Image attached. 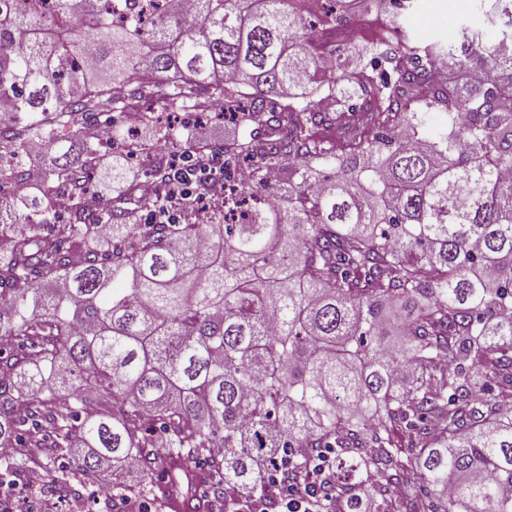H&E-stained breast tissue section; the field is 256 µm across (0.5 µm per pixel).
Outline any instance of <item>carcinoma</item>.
Listing matches in <instances>:
<instances>
[{
  "mask_svg": "<svg viewBox=\"0 0 512 512\" xmlns=\"http://www.w3.org/2000/svg\"><path fill=\"white\" fill-rule=\"evenodd\" d=\"M117 2L121 24L103 0H0V184L25 190L0 198V485L34 464L55 494L133 459L142 492L199 512L193 458L232 501L278 456L339 448L348 512L418 479L432 512H512V0L424 46L402 25L417 0H328L325 26L371 2L400 38L327 61L295 0H165L147 20ZM436 65L458 81L429 83ZM162 77L169 106L264 129L220 148L237 223L95 207L80 120ZM48 113L72 140L33 180L15 158L58 142ZM181 174L204 196L206 170Z\"/></svg>",
  "mask_w": 512,
  "mask_h": 512,
  "instance_id": "1",
  "label": "carcinoma"
}]
</instances>
